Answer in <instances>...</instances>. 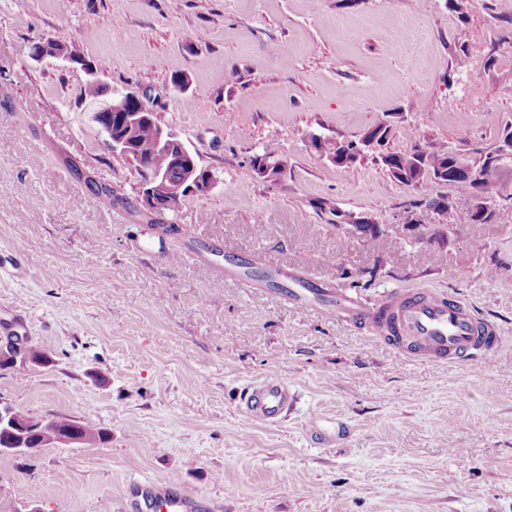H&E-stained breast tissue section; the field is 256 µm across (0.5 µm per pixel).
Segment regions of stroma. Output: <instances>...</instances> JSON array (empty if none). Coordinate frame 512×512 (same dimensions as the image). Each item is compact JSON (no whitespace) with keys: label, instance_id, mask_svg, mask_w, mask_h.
Wrapping results in <instances>:
<instances>
[{"label":"stroma","instance_id":"obj_1","mask_svg":"<svg viewBox=\"0 0 512 512\" xmlns=\"http://www.w3.org/2000/svg\"><path fill=\"white\" fill-rule=\"evenodd\" d=\"M47 37L80 63L33 60ZM91 78L142 96L214 188L145 213L85 111ZM379 125L386 151L482 163L512 127V0H0V326L51 358L0 370V401L109 434L0 456V512H127L128 485L160 479L210 512H512V212L471 223L458 193L447 245L399 234L416 190L309 145ZM268 143L277 183L251 170ZM335 207L389 231L343 245ZM406 290L470 304L498 347L425 362L323 311ZM273 373L282 422L248 420Z\"/></svg>","mask_w":512,"mask_h":512}]
</instances>
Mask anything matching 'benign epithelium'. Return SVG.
<instances>
[{"instance_id":"1","label":"benign epithelium","mask_w":512,"mask_h":512,"mask_svg":"<svg viewBox=\"0 0 512 512\" xmlns=\"http://www.w3.org/2000/svg\"><path fill=\"white\" fill-rule=\"evenodd\" d=\"M31 57H46L79 63V59L64 45L43 39L32 46ZM91 120L105 136L112 153L124 155L132 161L146 162L158 153H169L181 167L180 180L173 181L162 170L147 169L138 196L146 211L157 213L176 208L182 197L190 192H206L214 187L211 173L200 167L197 154L177 134L164 127L155 112L136 94L114 92L110 97L87 107ZM119 119L120 133L112 134V120ZM150 123L153 135L150 141H141L136 131ZM31 362L26 336L14 332L0 344V370L24 367Z\"/></svg>"}]
</instances>
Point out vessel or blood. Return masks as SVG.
<instances>
[{
    "mask_svg": "<svg viewBox=\"0 0 512 512\" xmlns=\"http://www.w3.org/2000/svg\"><path fill=\"white\" fill-rule=\"evenodd\" d=\"M334 314L353 318L396 333L398 345L411 355L445 361L473 362L498 346L497 327L477 316L465 304L431 293L397 294L387 311L337 301ZM288 384L270 375L249 388L243 399L245 415L254 421L277 423L288 405ZM144 504L149 512H192L194 500L187 494H171L161 482H153Z\"/></svg>",
    "mask_w": 512,
    "mask_h": 512,
    "instance_id": "obj_1",
    "label": "vessel or blood"
}]
</instances>
